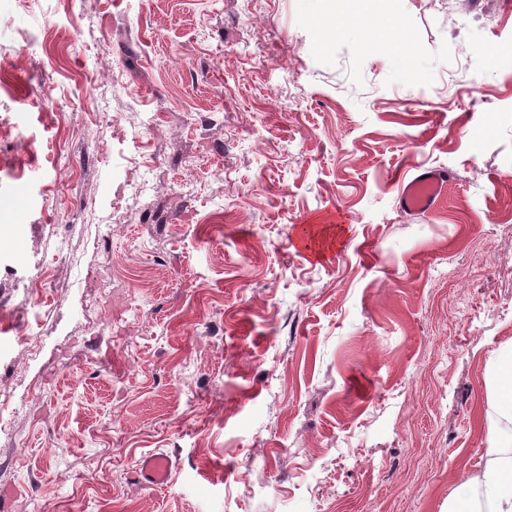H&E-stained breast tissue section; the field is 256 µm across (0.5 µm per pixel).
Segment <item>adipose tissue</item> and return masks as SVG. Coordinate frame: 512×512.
<instances>
[{
  "label": "adipose tissue",
  "mask_w": 512,
  "mask_h": 512,
  "mask_svg": "<svg viewBox=\"0 0 512 512\" xmlns=\"http://www.w3.org/2000/svg\"><path fill=\"white\" fill-rule=\"evenodd\" d=\"M315 18L318 30L333 35L356 31L371 51L387 50L412 63L416 48L409 41L406 0H322ZM493 460L480 474L448 498V512H512V440L499 435L497 422L489 423Z\"/></svg>",
  "instance_id": "ef3b65f1"
}]
</instances>
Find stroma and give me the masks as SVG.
<instances>
[{"label": "stroma", "instance_id": "1", "mask_svg": "<svg viewBox=\"0 0 512 512\" xmlns=\"http://www.w3.org/2000/svg\"><path fill=\"white\" fill-rule=\"evenodd\" d=\"M406 7L414 79L313 0H0V512H448L489 463L512 0ZM450 175L445 169L420 168L408 181H400L396 202L407 214L424 215L435 210L447 195ZM170 462L163 455H150L143 458L138 465V479L145 485L163 486L169 476Z\"/></svg>", "mask_w": 512, "mask_h": 512}]
</instances>
